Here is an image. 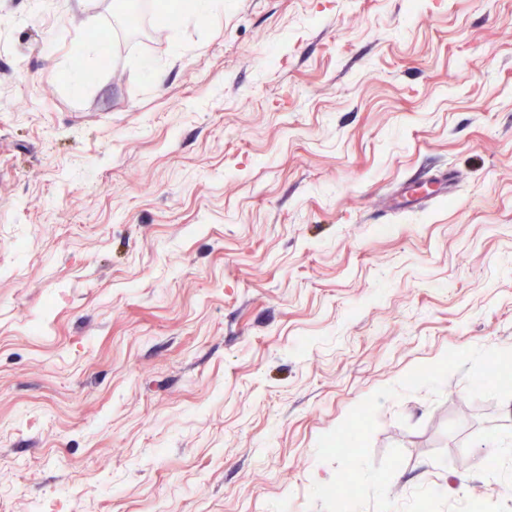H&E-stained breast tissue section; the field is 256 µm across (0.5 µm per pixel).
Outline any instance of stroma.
Returning <instances> with one entry per match:
<instances>
[{
	"mask_svg": "<svg viewBox=\"0 0 512 512\" xmlns=\"http://www.w3.org/2000/svg\"><path fill=\"white\" fill-rule=\"evenodd\" d=\"M138 4L0 0V512H323L353 407L512 349V0ZM376 423L396 504L512 508V402Z\"/></svg>",
	"mask_w": 512,
	"mask_h": 512,
	"instance_id": "obj_1",
	"label": "stroma"
}]
</instances>
